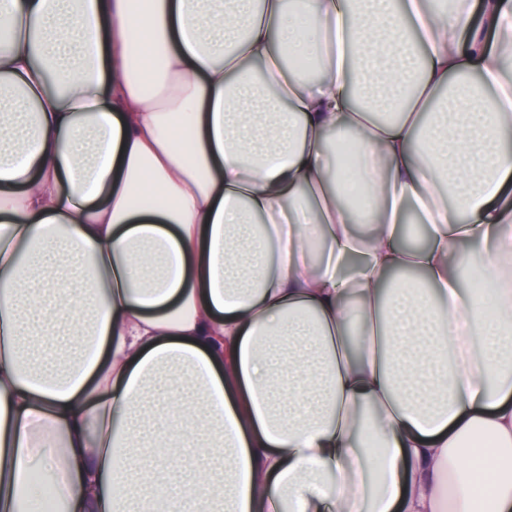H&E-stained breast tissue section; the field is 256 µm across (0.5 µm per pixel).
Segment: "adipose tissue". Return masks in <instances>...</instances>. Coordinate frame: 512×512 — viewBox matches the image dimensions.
Returning a JSON list of instances; mask_svg holds the SVG:
<instances>
[{"instance_id":"adipose-tissue-1","label":"adipose tissue","mask_w":512,"mask_h":512,"mask_svg":"<svg viewBox=\"0 0 512 512\" xmlns=\"http://www.w3.org/2000/svg\"><path fill=\"white\" fill-rule=\"evenodd\" d=\"M509 131L512 0H0V512H512Z\"/></svg>"}]
</instances>
